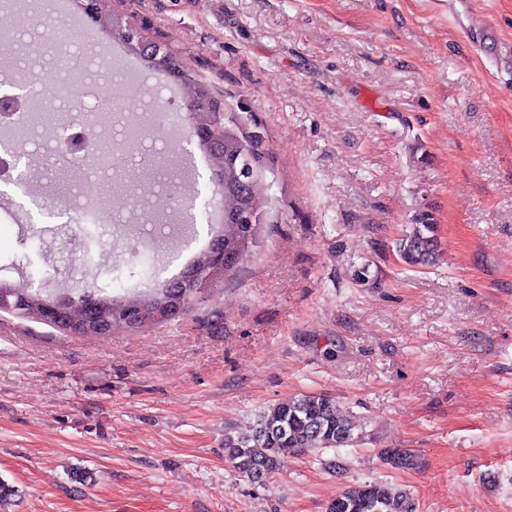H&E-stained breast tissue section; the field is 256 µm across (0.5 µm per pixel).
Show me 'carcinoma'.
<instances>
[{
	"mask_svg": "<svg viewBox=\"0 0 512 512\" xmlns=\"http://www.w3.org/2000/svg\"><path fill=\"white\" fill-rule=\"evenodd\" d=\"M84 20L92 26L110 27L112 41L136 57L142 67L164 75L179 88L186 112L191 115L194 137L206 152L214 185L222 199L223 223L211 232L222 233L224 255L243 257L256 241L258 226L265 223L266 201L262 182L270 171L264 136L248 127L242 116L227 102V95L216 91L190 67L181 53L168 44L146 37L150 21L131 20L112 11V0H78ZM401 261L411 267H429L439 262L438 240L434 225L416 224L399 239ZM189 270L184 267L178 277L137 296L115 298L105 288L74 295L66 288L50 296L29 284L10 285L0 281V295L12 299L9 311L23 318L40 320L52 307L62 318L52 326L70 334L83 335L88 312L94 310L111 323L114 332H126L169 319L164 309L171 302L188 311L207 287L235 272V265L224 264L213 269L205 286L175 288ZM134 309L143 315L136 325L122 319ZM363 433L360 421L339 411L336 401L326 395L300 394L261 412L246 432H224V457L233 471L258 482L280 470L288 450L344 448L357 443ZM381 458L393 469H409L414 455L407 449L389 448ZM410 494L369 482L351 489L331 501L326 512H415Z\"/></svg>",
	"mask_w": 512,
	"mask_h": 512,
	"instance_id": "cac0c4a2",
	"label": "carcinoma"
}]
</instances>
